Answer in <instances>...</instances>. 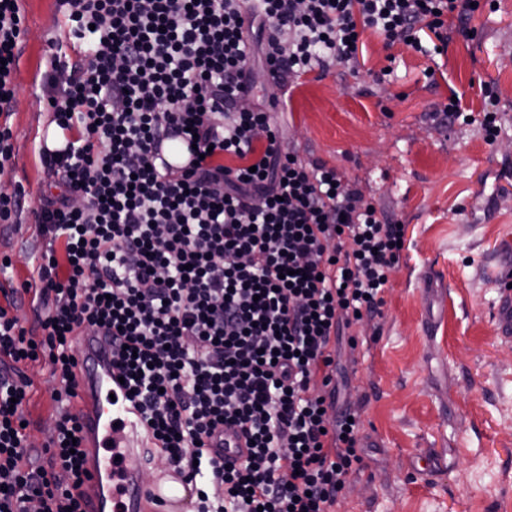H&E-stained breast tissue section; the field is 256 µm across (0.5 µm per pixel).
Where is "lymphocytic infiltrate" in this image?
<instances>
[{
    "instance_id": "obj_1",
    "label": "lymphocytic infiltrate",
    "mask_w": 512,
    "mask_h": 512,
    "mask_svg": "<svg viewBox=\"0 0 512 512\" xmlns=\"http://www.w3.org/2000/svg\"><path fill=\"white\" fill-rule=\"evenodd\" d=\"M82 51L45 73L52 121L42 150L62 190L33 217L47 240L35 279L1 292L0 358L47 361L57 415L32 461V382L0 375V512H86L83 449L69 405L75 338L104 330L112 367L148 427V459L205 481L195 512H331L362 466L361 423L336 410L341 328L380 314L404 227L324 162L284 150L249 62L275 84L358 64L362 35L428 55L468 35L472 0H58ZM26 33L0 0V112L16 96ZM192 141L181 173L152 167L158 141ZM31 295L36 337L14 313ZM240 428L246 455L206 445Z\"/></svg>"
}]
</instances>
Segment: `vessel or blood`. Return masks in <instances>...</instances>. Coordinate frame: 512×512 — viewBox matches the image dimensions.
Wrapping results in <instances>:
<instances>
[{"mask_svg":"<svg viewBox=\"0 0 512 512\" xmlns=\"http://www.w3.org/2000/svg\"><path fill=\"white\" fill-rule=\"evenodd\" d=\"M196 154L184 142L166 141L158 146L153 163L161 171L191 168ZM493 320L498 335L512 337V273L503 272ZM80 373L75 409L81 424L86 479L82 492L87 512H176L178 489L186 479L170 468L155 470L151 482H143L145 450L139 434L144 426L140 412L131 408L125 389L112 376V347L104 336L90 331L79 339ZM228 463L241 462L245 441L236 428L225 427L210 442Z\"/></svg>","mask_w":512,"mask_h":512,"instance_id":"vessel-or-blood-1","label":"vessel or blood"}]
</instances>
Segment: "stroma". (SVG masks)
Wrapping results in <instances>:
<instances>
[{
	"label": "stroma",
	"mask_w": 512,
	"mask_h": 512,
	"mask_svg": "<svg viewBox=\"0 0 512 512\" xmlns=\"http://www.w3.org/2000/svg\"><path fill=\"white\" fill-rule=\"evenodd\" d=\"M496 3L470 19L473 38L453 35L441 55L386 46L369 30L354 71L316 69L281 88L261 57L250 62L254 99L271 104L284 146L336 168L405 227L380 315L336 342L338 406L360 412L364 448L336 512H512V339L491 318L512 235V0ZM20 7L12 154L0 164V192L24 191L28 207L0 233V256L12 260L0 282L17 285L36 276L45 245L29 211L56 185L40 159L50 124L43 77L65 36L56 0ZM452 97L473 122L442 124L437 112ZM489 107L500 125L492 145L478 122ZM22 371L39 449L56 414L50 370L40 361Z\"/></svg>",
	"instance_id": "35a3bbf8"
}]
</instances>
